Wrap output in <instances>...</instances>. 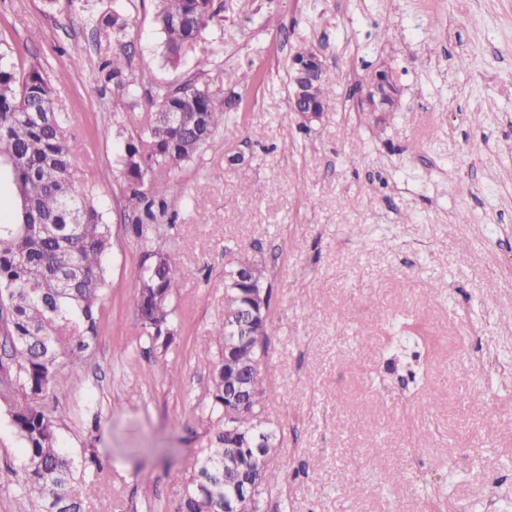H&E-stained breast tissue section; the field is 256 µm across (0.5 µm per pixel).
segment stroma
Returning <instances> with one entry per match:
<instances>
[{"mask_svg":"<svg viewBox=\"0 0 512 512\" xmlns=\"http://www.w3.org/2000/svg\"><path fill=\"white\" fill-rule=\"evenodd\" d=\"M88 3L100 16L113 8L0 0V47L47 72L85 146L73 184L93 185L112 235L97 339L42 399L76 489L97 488L84 512H177L213 427L234 257L262 261L273 288L264 417L286 480L267 512H450L460 501L512 512V0H232L176 68L159 58L153 0H125L118 36L89 20ZM304 48L336 80L308 125L289 107ZM115 52L153 83L208 88L224 108L170 174L159 244L195 274L173 298L164 352L149 347L128 288L141 247L119 163L149 96L105 79L98 65ZM379 69L398 87L391 112L361 99ZM246 71L259 80L242 83Z\"/></svg>","mask_w":512,"mask_h":512,"instance_id":"1","label":"stroma"}]
</instances>
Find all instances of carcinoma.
<instances>
[{
	"label": "carcinoma",
	"instance_id": "cac0c4a2",
	"mask_svg": "<svg viewBox=\"0 0 512 512\" xmlns=\"http://www.w3.org/2000/svg\"><path fill=\"white\" fill-rule=\"evenodd\" d=\"M218 10L213 0H155L154 23L161 38L162 58L177 67L184 52L213 22ZM97 23L119 35L126 29L125 6ZM127 56L105 57L100 72L122 92L150 80L130 78ZM313 99L327 103L335 93L331 72L320 69L311 86ZM184 113L181 126L166 124L163 113ZM39 112L43 122L30 118ZM68 117L56 111L54 89L48 75L35 65L23 71L11 54L0 53V156L10 161L3 181L13 194L11 213L0 218V328L9 344L5 378L0 389L16 387L22 400L9 411L10 423L23 443L21 469L0 468V488L21 498H32L35 512H84L81 496L74 493L76 468L59 445L56 418L38 399L62 379L61 367L87 351L97 337L104 309L105 262L111 231L91 199L77 192L72 177L83 155V145L68 136ZM224 124V108L204 87L176 89L156 85L150 108L139 119V131L123 147L121 164L128 184L125 207L138 214L135 224L142 256L129 274L130 292L147 338L156 349L171 343V301L182 280L194 271L172 263L155 247L151 231L166 213L174 184L165 172L193 160L211 134ZM152 181L145 194L138 184ZM269 286L266 267L248 259L232 261L224 288V323L217 336L223 354L212 372L209 390L215 433L199 450L193 471L183 488L177 512H224V500L237 496L239 471L252 470L256 484L253 502L243 512H261L264 496L285 480L270 463L259 464L243 442L257 434L272 443L263 454L271 456L276 432L261 420L271 376L265 357L268 320L257 319L247 335L238 333L255 288ZM247 385L249 408L237 404L235 383Z\"/></svg>",
	"mask_w": 512,
	"mask_h": 512
}]
</instances>
